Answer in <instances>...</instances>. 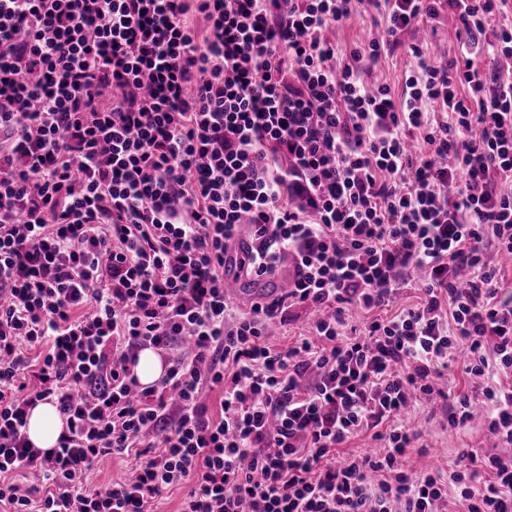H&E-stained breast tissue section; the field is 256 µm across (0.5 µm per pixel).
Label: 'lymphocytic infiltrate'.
Instances as JSON below:
<instances>
[{
    "instance_id": "lymphocytic-infiltrate-1",
    "label": "lymphocytic infiltrate",
    "mask_w": 512,
    "mask_h": 512,
    "mask_svg": "<svg viewBox=\"0 0 512 512\" xmlns=\"http://www.w3.org/2000/svg\"><path fill=\"white\" fill-rule=\"evenodd\" d=\"M374 7L341 59L329 30ZM512 0H0V506L512 512V458L403 465L439 402L512 444ZM451 14L435 64L421 27ZM418 60L401 94L361 60ZM284 293L231 303L224 254ZM418 280L414 305L395 309ZM311 336L266 341L291 309ZM366 318L349 327L351 309ZM154 350L166 371L140 386ZM484 385L450 395L453 352ZM220 387L217 412L201 400ZM66 428L34 448L28 412ZM372 453H344L362 434ZM125 479L91 486L107 458ZM39 479L27 487L19 472ZM432 46L437 47L438 55L445 54L448 57L454 56L457 51V40L455 37V31L453 24L446 14L441 20L440 24H437V33L430 35ZM135 373L142 384H152L162 373V362L160 357L151 349L142 351L139 354Z\"/></svg>"
}]
</instances>
